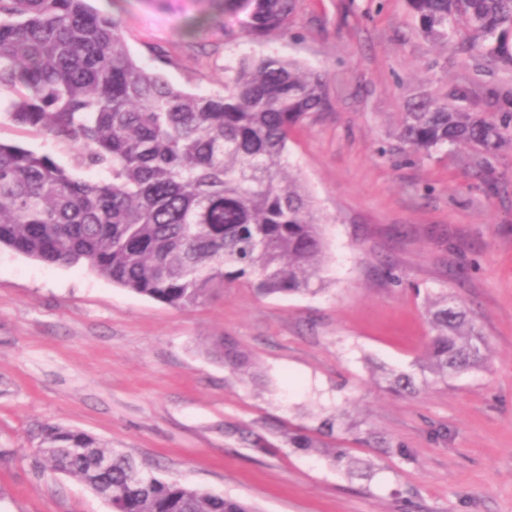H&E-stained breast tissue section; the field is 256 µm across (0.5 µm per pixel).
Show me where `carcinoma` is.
I'll use <instances>...</instances> for the list:
<instances>
[{
	"label": "carcinoma",
	"mask_w": 512,
	"mask_h": 512,
	"mask_svg": "<svg viewBox=\"0 0 512 512\" xmlns=\"http://www.w3.org/2000/svg\"><path fill=\"white\" fill-rule=\"evenodd\" d=\"M418 28L445 50L462 44L484 63L512 67V0H407ZM296 0H224L247 34L286 33ZM325 100L322 76L295 59L243 57L223 91L182 90L140 65L118 20L87 0H0V117L22 133L50 138L65 161L0 142V248L50 266L81 264L112 284L180 310H192L239 283L265 295L315 294L327 261L323 224L288 166L290 131ZM398 136L431 156L454 146L495 187L490 158L512 150V107L480 112L470 88L444 97L413 93ZM108 178L88 181L84 168ZM430 335L413 372H383L386 389L416 394L430 382L480 368L488 347L465 304L452 295L426 301ZM209 355L241 382L258 379L251 354L222 337ZM345 413L322 433L364 436L382 455L409 457ZM261 453L264 434L229 426ZM282 441L317 453L349 477L375 464L350 449L284 428ZM88 448L112 459L100 479ZM36 465L96 490L110 512H257L242 500L144 472L130 455L77 429L43 427Z\"/></svg>",
	"instance_id": "cac0c4a2"
}]
</instances>
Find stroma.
I'll return each instance as SVG.
<instances>
[{"mask_svg":"<svg viewBox=\"0 0 512 512\" xmlns=\"http://www.w3.org/2000/svg\"><path fill=\"white\" fill-rule=\"evenodd\" d=\"M113 16L133 57L174 86L220 91L245 56L298 60L325 79V107L290 134L330 260L314 295L225 289L185 312L81 265L47 266L0 249V512H108L84 484L38 471L41 428L89 432L146 470L254 504L260 512H512V152L497 182L457 154L413 155L397 136L405 98L475 77L480 100L512 71L473 76L468 52L420 33L407 0H296L288 34L254 40L219 0H90ZM446 290L486 338L485 366L414 396L377 367L410 370L428 336L424 292ZM227 336L257 363L240 382L206 352ZM345 410L410 452L372 458L371 480L278 443L260 454L225 437L238 423L304 427Z\"/></svg>","mask_w":512,"mask_h":512,"instance_id":"obj_1","label":"stroma"}]
</instances>
